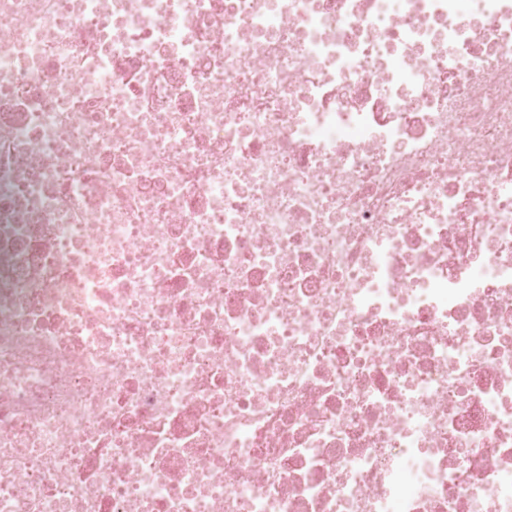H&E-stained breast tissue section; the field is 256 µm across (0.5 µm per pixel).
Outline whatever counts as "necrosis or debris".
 <instances>
[{
  "label": "necrosis or debris",
  "instance_id": "4bbe7bcc",
  "mask_svg": "<svg viewBox=\"0 0 512 512\" xmlns=\"http://www.w3.org/2000/svg\"><path fill=\"white\" fill-rule=\"evenodd\" d=\"M0 512H512V0H0Z\"/></svg>",
  "mask_w": 512,
  "mask_h": 512
}]
</instances>
